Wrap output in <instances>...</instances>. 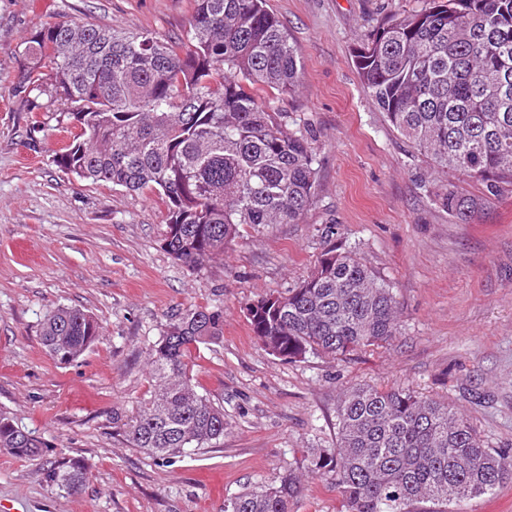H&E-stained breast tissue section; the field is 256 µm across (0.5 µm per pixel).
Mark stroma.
<instances>
[{"instance_id":"stroma-1","label":"stroma","mask_w":512,"mask_h":512,"mask_svg":"<svg viewBox=\"0 0 512 512\" xmlns=\"http://www.w3.org/2000/svg\"><path fill=\"white\" fill-rule=\"evenodd\" d=\"M423 0H266L301 62V84L267 97L316 157L313 203L297 224L245 227L223 257L191 269L163 248L167 209L153 193L64 174L72 139L55 113L29 111L18 83L30 34L87 19L185 38L194 0H0V407L49 450L0 451V512H224L247 488L295 474L292 512H341L315 455L336 454V408L359 385L403 388L448 404L484 444L512 449V186L483 198L476 181L435 171L364 90L352 50L386 17ZM450 183L480 200L468 222L433 192ZM389 283L398 331L340 360L288 361L253 335L246 313L316 267L327 237ZM224 311L222 339L191 349L200 394L224 409V442L168 463L131 447L113 415L150 396L146 363L168 317L189 306ZM58 306L92 313L102 332L58 364L40 338ZM80 459V493L50 482L53 462Z\"/></svg>"}]
</instances>
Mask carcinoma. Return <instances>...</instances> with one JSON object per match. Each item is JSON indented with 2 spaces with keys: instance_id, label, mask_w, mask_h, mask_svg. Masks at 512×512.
I'll use <instances>...</instances> for the list:
<instances>
[{
  "instance_id": "1",
  "label": "carcinoma",
  "mask_w": 512,
  "mask_h": 512,
  "mask_svg": "<svg viewBox=\"0 0 512 512\" xmlns=\"http://www.w3.org/2000/svg\"><path fill=\"white\" fill-rule=\"evenodd\" d=\"M188 41L84 20L46 23L27 41L21 84L64 106L58 123L79 132L55 157L81 180L155 192L168 209L164 249L197 268L240 237L297 224L312 204L315 156L259 93L296 91L299 59L266 0H194ZM366 92L392 127L433 166L481 182L512 184V0H425L393 16L354 51ZM441 206L465 222L477 206L446 185ZM255 338L292 360L345 357L389 341L398 329L393 288L354 251L331 244L314 271L284 294L248 307ZM99 322L75 307L41 327L51 357L67 365L94 346ZM224 335V310L191 306L151 349L153 394L126 424L133 448L171 461L224 439V410L199 394L185 358ZM340 448L315 466L333 473L345 512H410L448 505L512 479V452L488 448L467 419L405 389L363 385L336 409ZM47 444L0 410V450L24 459ZM89 466L68 460L48 474L71 493ZM293 474L241 492L224 512H289Z\"/></svg>"
}]
</instances>
